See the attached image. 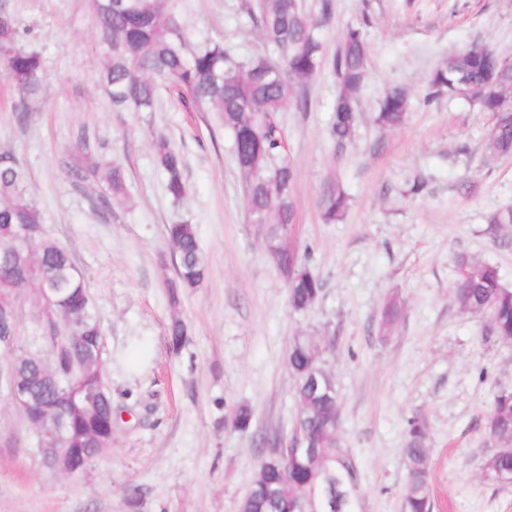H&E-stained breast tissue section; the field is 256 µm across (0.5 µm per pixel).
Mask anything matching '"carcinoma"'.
Here are the masks:
<instances>
[{"label":"carcinoma","instance_id":"cac0c4a2","mask_svg":"<svg viewBox=\"0 0 512 512\" xmlns=\"http://www.w3.org/2000/svg\"><path fill=\"white\" fill-rule=\"evenodd\" d=\"M98 30L104 45L103 81L117 110L152 112L158 86L172 84L179 100L191 110L212 112L219 126L232 131L238 166L247 175V219L263 229L266 244L280 247L281 238L295 221L294 166L285 150V133L279 114L295 106L307 109L304 83L321 67V32L326 24L329 0H323L322 17L308 13L302 0H259L257 25L265 41L279 54V65L267 56L248 61L235 58L219 42L188 46L175 0H92ZM0 31L8 35L0 48L5 75L22 94H33L42 79L40 55L21 46V35L12 19L0 13ZM367 42L359 28L344 33L330 60L338 91L328 131L336 146L344 147L354 137L361 112L359 93L366 76ZM483 94L482 111L494 113L502 98L512 96V60L501 57L487 45H473L449 55L433 73L424 102L431 103L460 82ZM410 109L408 94L398 88L381 101L376 121L385 128L402 126ZM154 157L166 176L165 190L173 201L186 193L184 160L163 135L152 139ZM491 158L512 155V119L491 122L485 142ZM107 184L104 203L126 201L124 176L117 166L104 168ZM318 206L325 222H336L347 208V196L338 186L322 192ZM29 229L28 241L19 246L15 230ZM176 260V280L168 284L172 305L178 289L195 288L205 279L207 262L195 227L181 222L167 227ZM275 263L289 281V305L304 311L320 297V278L303 267L291 250L280 252ZM458 277L454 296L460 306L487 316L490 331L499 338H512V289L500 282L498 270L465 254L455 260ZM50 280L57 291L44 306L47 325L43 337L54 367L65 378V387L29 365L24 375L41 413L73 412L66 447L88 448L93 435L112 432L115 413L112 394L98 398L105 383L103 366L93 362L103 342L100 324L90 307V297L69 251L51 240L37 205L27 196L23 173L11 159L0 163V297L15 301L19 291ZM169 345L179 349L187 342V328L174 318L167 329ZM294 377L293 399L297 412L291 434H300L314 449L316 458L296 455L282 446L281 462L260 466L247 495L245 512H299L295 495L314 483L320 496L333 503L321 512H355L357 474L349 450L336 430L339 394L331 397L315 388L313 375L325 367L318 341L299 338L288 354ZM488 434L512 443V391L497 392L487 417ZM426 422L418 415L408 420L404 448L407 482L405 512H431L429 489L431 460L425 447Z\"/></svg>","mask_w":512,"mask_h":512}]
</instances>
